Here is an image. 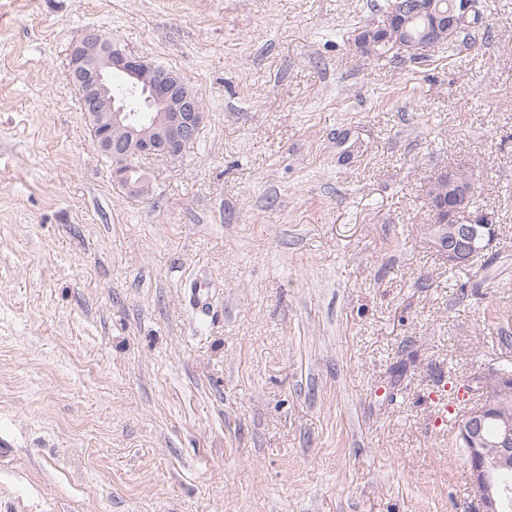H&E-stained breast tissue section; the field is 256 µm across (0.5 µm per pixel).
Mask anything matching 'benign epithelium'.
I'll return each mask as SVG.
<instances>
[{
	"label": "benign epithelium",
	"instance_id": "benign-epithelium-1",
	"mask_svg": "<svg viewBox=\"0 0 512 512\" xmlns=\"http://www.w3.org/2000/svg\"><path fill=\"white\" fill-rule=\"evenodd\" d=\"M477 12V0H452L444 12L434 2L398 0L395 9L357 30L354 44L371 57L408 50L422 57L439 47ZM424 24L421 40L396 42L407 18ZM127 78L130 90H152L158 105L151 123L135 126L116 110L112 74ZM68 76L77 88L99 152L110 161L112 179L134 198L154 193L147 172L135 174V164L148 158L175 160L182 156L208 119V113L180 74L116 48L99 30L87 28L68 50ZM430 208L437 216L428 243L448 265L464 267L496 237L493 217L472 205L475 182L470 171L454 168L429 181ZM487 395L479 410L465 415L458 427L470 463L469 480L477 512H502L508 487L496 474L512 469V389L496 375L484 380Z\"/></svg>",
	"mask_w": 512,
	"mask_h": 512
}]
</instances>
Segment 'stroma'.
Segmentation results:
<instances>
[{
	"label": "stroma",
	"instance_id": "1",
	"mask_svg": "<svg viewBox=\"0 0 512 512\" xmlns=\"http://www.w3.org/2000/svg\"><path fill=\"white\" fill-rule=\"evenodd\" d=\"M368 2L0 0V512H474L431 397L512 360V0L417 59L359 52ZM88 27L209 115L151 197L69 80ZM457 167L497 236L452 271ZM427 188L430 208L438 218L430 228L429 245L440 251L448 266L469 265L497 235L493 217L472 205V196L475 204L477 193L473 175L464 168L440 171ZM449 235L454 238L452 245L446 240Z\"/></svg>",
	"mask_w": 512,
	"mask_h": 512
}]
</instances>
